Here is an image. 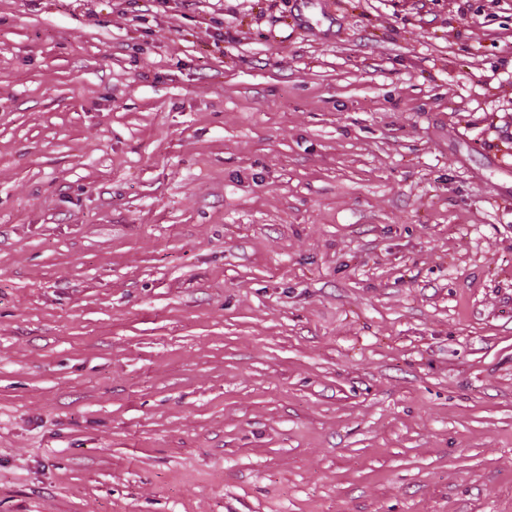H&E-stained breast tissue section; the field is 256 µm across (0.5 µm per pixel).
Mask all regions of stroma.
<instances>
[{
    "instance_id": "stroma-1",
    "label": "stroma",
    "mask_w": 512,
    "mask_h": 512,
    "mask_svg": "<svg viewBox=\"0 0 512 512\" xmlns=\"http://www.w3.org/2000/svg\"><path fill=\"white\" fill-rule=\"evenodd\" d=\"M0 0V512H512V0Z\"/></svg>"
}]
</instances>
